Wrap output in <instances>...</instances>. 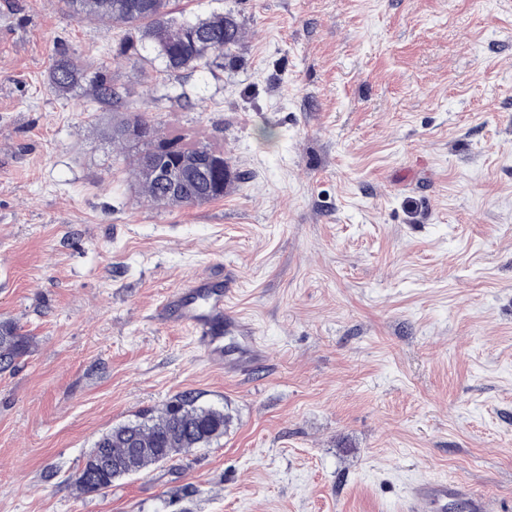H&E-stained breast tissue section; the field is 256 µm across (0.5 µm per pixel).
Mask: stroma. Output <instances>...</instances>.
I'll list each match as a JSON object with an SVG mask.
<instances>
[{
	"label": "stroma",
	"mask_w": 512,
	"mask_h": 512,
	"mask_svg": "<svg viewBox=\"0 0 512 512\" xmlns=\"http://www.w3.org/2000/svg\"><path fill=\"white\" fill-rule=\"evenodd\" d=\"M232 11L242 64L114 63L121 27L0 0V512H403L464 479L512 499V0H171ZM109 61L165 132L242 179L143 203L105 131L57 96L58 48ZM265 358L211 368L161 317L210 272ZM190 392L228 410L204 448L77 495L98 437ZM34 346L31 336L22 333L12 320H0V373L13 368L15 363L29 355Z\"/></svg>",
	"instance_id": "obj_1"
}]
</instances>
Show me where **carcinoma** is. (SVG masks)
I'll use <instances>...</instances> for the list:
<instances>
[{
  "instance_id": "obj_1",
  "label": "carcinoma",
  "mask_w": 512,
  "mask_h": 512,
  "mask_svg": "<svg viewBox=\"0 0 512 512\" xmlns=\"http://www.w3.org/2000/svg\"><path fill=\"white\" fill-rule=\"evenodd\" d=\"M64 5L75 19L123 26L125 35L116 56L145 75L157 61L170 72L233 66L245 38V28L234 13L176 16L170 0H64ZM102 68L98 61H79L60 52L49 85L60 96L78 93L92 105L122 111V117L112 121L109 138L112 147L123 153L135 149L130 172L143 201L158 208H186L223 198L239 179L224 160V152L202 143L187 145L165 134L145 110L126 101ZM163 163L182 166V182L174 189L155 174ZM33 346L32 337L15 322L0 320V373L11 370ZM230 424L229 413L199 403L190 392L182 393L99 436L75 475L74 487L83 495L100 493L127 477L126 465L142 473L163 460L209 445Z\"/></svg>"
}]
</instances>
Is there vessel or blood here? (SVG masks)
<instances>
[{"label": "vessel or blood", "mask_w": 512, "mask_h": 512, "mask_svg": "<svg viewBox=\"0 0 512 512\" xmlns=\"http://www.w3.org/2000/svg\"><path fill=\"white\" fill-rule=\"evenodd\" d=\"M228 293L223 280L196 277L168 297L164 310L193 334L211 365L236 370L264 357L265 349L251 325L232 313ZM225 331L242 340L235 356H228L221 343ZM451 502L461 503L466 512H502L490 495L462 479H430L415 485L407 495L405 512H444Z\"/></svg>", "instance_id": "b4317fda"}]
</instances>
